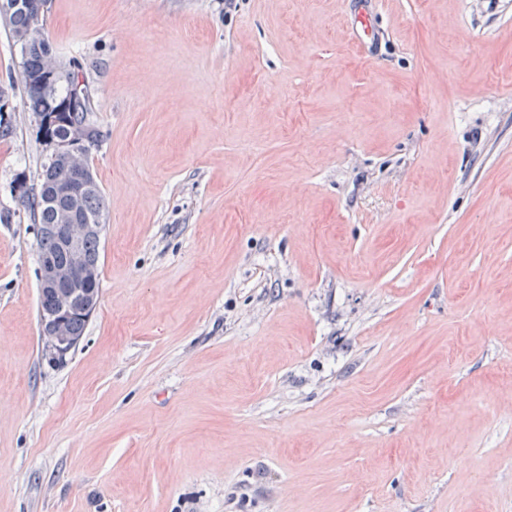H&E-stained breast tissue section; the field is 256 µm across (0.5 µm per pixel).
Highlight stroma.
<instances>
[{"label":"stroma","mask_w":512,"mask_h":512,"mask_svg":"<svg viewBox=\"0 0 512 512\" xmlns=\"http://www.w3.org/2000/svg\"><path fill=\"white\" fill-rule=\"evenodd\" d=\"M50 0L103 138L46 355L0 23V512H512V0Z\"/></svg>","instance_id":"35a3bbf8"}]
</instances>
